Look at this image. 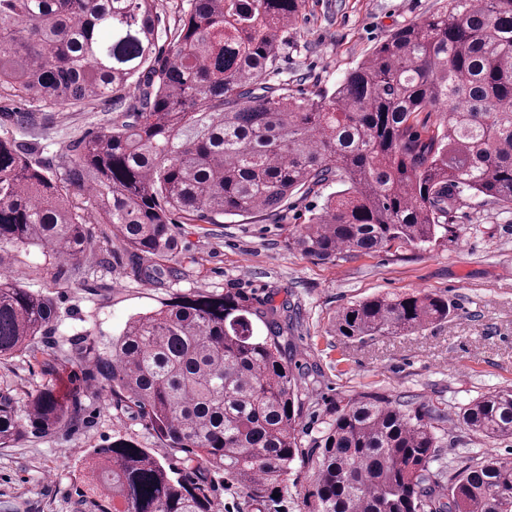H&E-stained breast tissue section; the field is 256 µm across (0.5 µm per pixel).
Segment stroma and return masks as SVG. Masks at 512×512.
<instances>
[{"mask_svg":"<svg viewBox=\"0 0 512 512\" xmlns=\"http://www.w3.org/2000/svg\"><path fill=\"white\" fill-rule=\"evenodd\" d=\"M440 0H304L284 30L270 81L293 93L333 90L390 34L433 12ZM111 99L79 110L22 99L0 87V136L35 143L40 160L61 169L72 143L103 124ZM323 194L288 199L273 216L235 217L221 224L175 223L177 278L139 280L136 258L123 248L53 266L39 249L20 253L24 287L53 299L57 319L34 351L0 362V393L25 405L43 388L60 399L81 397L78 419L52 434L27 430L0 448V512H88L79 469L113 434L132 438L163 465L180 455L156 436L134 408L117 411L97 385L66 365L83 337L108 344L133 315L192 291L235 288L258 300L288 301V345L307 367L301 390L302 443L312 448L337 400L383 395L433 415L442 430L440 461L459 471L487 454L512 458V439L487 441L456 421L461 405L512 387V207L463 193L448 211L449 231L427 248L396 245L333 261L307 257L288 233L320 208ZM424 290L450 305L448 320L403 336L362 342L340 336L343 306L378 294Z\"/></svg>","mask_w":512,"mask_h":512,"instance_id":"obj_1","label":"stroma"}]
</instances>
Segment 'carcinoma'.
Instances as JSON below:
<instances>
[{
    "mask_svg": "<svg viewBox=\"0 0 512 512\" xmlns=\"http://www.w3.org/2000/svg\"><path fill=\"white\" fill-rule=\"evenodd\" d=\"M302 6L191 0L160 50L155 0H0V86L59 106L130 90L138 99L76 141L60 174L0 137L1 361L33 351L56 318L48 295L9 273L21 249L77 264L115 241L155 282L176 275L175 212L218 224L335 185L288 238L334 261L426 247L464 191L512 205V0H444L310 97L266 80ZM420 112L437 116L425 139ZM92 224L110 225L112 237L93 239ZM285 308L233 290L192 292L131 317L109 350L84 338L72 363L113 408L134 404L185 453L181 468H167L117 433L83 463L85 502L96 512H214L208 478L224 476L261 512H281L299 463L315 470L303 512H512V461L492 454L444 475L434 468L438 427L388 397L339 400L318 452L306 451L302 378L281 342ZM449 314L432 293L377 295L342 307L336 330L358 341L400 336ZM78 409V396L62 402L50 388L22 410L0 395V448L27 424L48 433ZM457 420L488 440L512 438V388L471 400Z\"/></svg>",
    "mask_w": 512,
    "mask_h": 512,
    "instance_id": "cac0c4a2",
    "label": "carcinoma"
}]
</instances>
